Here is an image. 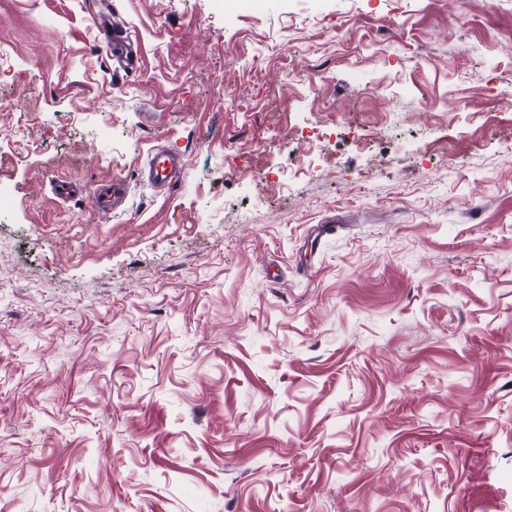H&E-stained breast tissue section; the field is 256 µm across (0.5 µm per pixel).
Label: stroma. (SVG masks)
Returning a JSON list of instances; mask_svg holds the SVG:
<instances>
[{
  "label": "stroma",
  "instance_id": "obj_1",
  "mask_svg": "<svg viewBox=\"0 0 512 512\" xmlns=\"http://www.w3.org/2000/svg\"><path fill=\"white\" fill-rule=\"evenodd\" d=\"M104 5L0 0V512H512V0ZM111 25L108 26L106 51L115 64V70L133 73L140 65L137 45L121 24L113 22ZM184 167L182 154L165 148H152L147 155L146 181L155 186H166L181 174ZM128 193L126 182L121 178H114L106 187L97 192L94 198L95 207L106 214L117 213L119 209H124Z\"/></svg>",
  "mask_w": 512,
  "mask_h": 512
}]
</instances>
